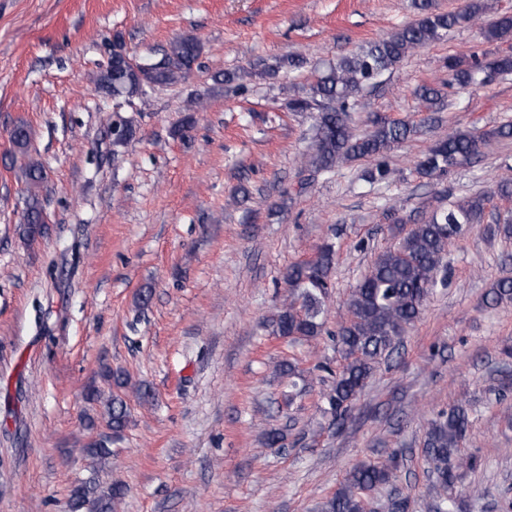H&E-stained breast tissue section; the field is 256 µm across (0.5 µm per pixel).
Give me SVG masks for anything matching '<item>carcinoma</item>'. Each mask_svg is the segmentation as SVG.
I'll return each mask as SVG.
<instances>
[{"label":"carcinoma","instance_id":"obj_1","mask_svg":"<svg viewBox=\"0 0 512 512\" xmlns=\"http://www.w3.org/2000/svg\"><path fill=\"white\" fill-rule=\"evenodd\" d=\"M417 16L386 38L369 42L349 55L330 64L309 85L305 97L290 101L294 112L317 110L313 136L302 163L316 173H325L350 162L369 159L375 162L368 171L372 181L387 176L386 156L395 146L415 132L403 120L375 117L372 129L357 132L351 113L369 108V88L383 73L393 70L413 51L442 40L454 28L472 25L487 11L485 0H466L452 11L439 10L433 0H417ZM489 42L512 40V16L502 15L483 28ZM200 54V43L193 36L173 40L157 62L130 64L121 53L112 60L98 78L99 88L113 97L131 99L151 86L174 85L189 80ZM302 65L298 57L261 63V72L276 73L282 68L294 70ZM450 79L437 85H424L417 96L427 108L439 112L447 107L453 90L482 82L492 73H512V59L495 57L486 60L473 53L469 57L448 58ZM112 146L121 147L131 139L133 124L124 120L115 124ZM512 138V123H504L490 131L476 128L456 129L440 136L416 163L422 178L436 180L472 159L480 145L489 139ZM496 198H512V182L504 180L490 192L475 193L450 208H432L428 216L408 233L399 245L378 255L370 270L352 289L346 305L347 318L336 327V344L344 363L336 371L332 391L328 395L329 412L344 422L353 402L371 377L376 363L391 356L406 329L419 317L423 302L438 282L448 243L461 237L469 224L483 221L486 210ZM44 209L37 194L27 197L25 233L33 237L41 232ZM336 262V249L323 245L316 256L294 264L283 280L288 286V299L273 318L274 334L282 337L301 336L314 339L321 335L319 320L322 298L331 288V272ZM116 393L109 406L112 436L117 437L127 422L129 389L142 401L152 398L149 388L131 384L122 372L112 374ZM469 428L466 409L451 406L440 412L425 436V456L430 464L436 512H455V501L448 497L456 471L474 466V459L459 454V447ZM91 464L112 454L107 441L100 440L85 449ZM387 466L362 462L347 474L336 493L323 504V512H370L366 495L389 484ZM126 486L114 483L105 490L91 482L76 487L68 500L69 512H116L125 496Z\"/></svg>","mask_w":512,"mask_h":512}]
</instances>
